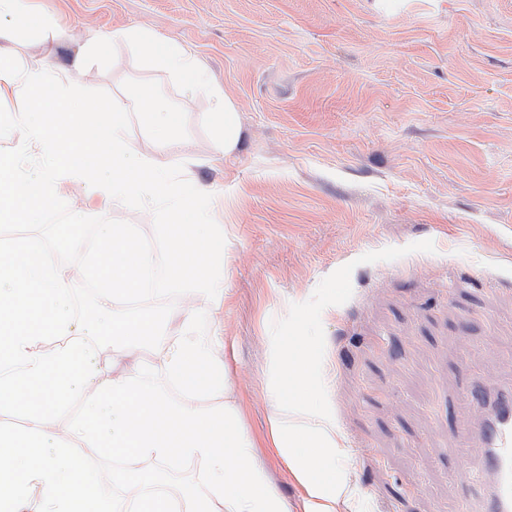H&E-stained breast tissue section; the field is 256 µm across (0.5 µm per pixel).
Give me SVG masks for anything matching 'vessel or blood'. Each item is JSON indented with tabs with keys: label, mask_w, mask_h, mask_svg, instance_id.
<instances>
[{
	"label": "vessel or blood",
	"mask_w": 512,
	"mask_h": 512,
	"mask_svg": "<svg viewBox=\"0 0 512 512\" xmlns=\"http://www.w3.org/2000/svg\"><path fill=\"white\" fill-rule=\"evenodd\" d=\"M469 392L482 410L463 431L478 450L482 512H512V383L474 380Z\"/></svg>",
	"instance_id": "obj_1"
}]
</instances>
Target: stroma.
Wrapping results in <instances>:
<instances>
[{"instance_id": "stroma-1", "label": "stroma", "mask_w": 512, "mask_h": 512, "mask_svg": "<svg viewBox=\"0 0 512 512\" xmlns=\"http://www.w3.org/2000/svg\"><path fill=\"white\" fill-rule=\"evenodd\" d=\"M58 38L17 41L42 69L116 39L84 87L125 98L155 80L188 137L135 154L181 163L230 242L227 298L208 302L268 480L302 512L273 448L272 336H309L350 454L346 512H478L461 424L470 375L512 378V0H30ZM139 26L191 51L237 106L227 155L192 92L119 41ZM76 213L153 232L150 211L65 186Z\"/></svg>"}]
</instances>
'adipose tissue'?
<instances>
[{"label": "adipose tissue", "mask_w": 512, "mask_h": 512, "mask_svg": "<svg viewBox=\"0 0 512 512\" xmlns=\"http://www.w3.org/2000/svg\"><path fill=\"white\" fill-rule=\"evenodd\" d=\"M150 62L176 80L197 90H211L216 110L208 120L219 132L224 154L234 153L241 132L237 107L222 91L210 89L197 60L182 47L140 30L128 35ZM276 373L267 385L268 422L274 445L283 461L306 489L305 512H337L348 495L346 481L337 477L334 463L348 447L334 410L326 402V378L306 352L302 336H274L269 340ZM298 412L299 420L288 417Z\"/></svg>", "instance_id": "adipose-tissue-1"}]
</instances>
